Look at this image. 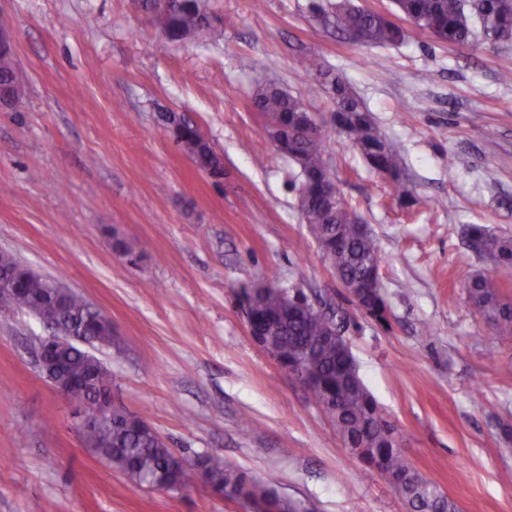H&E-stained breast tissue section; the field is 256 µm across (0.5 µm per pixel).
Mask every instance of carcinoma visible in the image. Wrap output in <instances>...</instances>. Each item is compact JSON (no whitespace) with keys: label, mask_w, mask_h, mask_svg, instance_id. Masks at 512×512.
<instances>
[{"label":"carcinoma","mask_w":512,"mask_h":512,"mask_svg":"<svg viewBox=\"0 0 512 512\" xmlns=\"http://www.w3.org/2000/svg\"><path fill=\"white\" fill-rule=\"evenodd\" d=\"M393 4L397 12L412 20L409 33L415 38L428 36L439 42L463 45L482 33L491 45L512 42V0H474L469 6L463 0H393ZM153 15L158 29L170 42L214 37L209 24L201 21V13L192 0L172 12L155 11ZM362 28L365 43L373 45L397 44L409 34L379 12L365 15ZM299 65L311 80V93L331 95L336 103L334 124L352 141L367 165L376 172L398 170L396 154L377 132L364 103L325 69L319 59L306 56L299 60ZM253 104L269 116L270 139L285 140L292 160L300 167V211L305 223L315 231L324 260L357 288L361 310L373 320L385 322L387 307L383 292L372 286V276L384 264L377 242L367 225L351 223L354 209L346 199H340L334 209L324 200L323 183L330 171L324 162L323 128L311 127V115L301 100L272 85H258ZM162 120L176 130V142L187 157L211 169L214 178L224 175L219 160L195 126L173 112L162 115ZM470 235L495 262L506 270L512 268V241L493 237L480 225L471 226ZM2 265L11 269L22 287L15 295V308L58 319L70 336L108 339V328L101 323L102 314L90 308L80 295L60 294L48 300L44 308L33 306L31 299L43 292L51 280L27 276L22 265L6 254L0 258ZM467 294L496 331L512 335V301L502 295L493 281L475 277L467 283ZM237 302L246 303L264 322L265 336L279 351L284 365L301 367L312 399L319 405L325 400L332 403L326 414L336 435L353 449L358 461L374 469L383 455L385 468L391 473L411 474L406 496L418 512H457L452 500L434 497L436 488L409 466L395 446L390 430L383 428L387 420L360 378L350 348L331 335L330 322L324 315L305 312L295 305L284 306L275 289L253 294L245 288L237 295ZM59 363L68 379L92 377L101 385L112 382L110 370L79 347L76 340L61 350ZM86 437L98 458L134 484L186 482V469L168 444L159 440L144 423L128 418L122 409H114L112 418L91 428ZM198 466L213 490L226 498L250 503L252 512H298L294 503L255 482L239 468L207 456L198 458Z\"/></svg>","instance_id":"1"}]
</instances>
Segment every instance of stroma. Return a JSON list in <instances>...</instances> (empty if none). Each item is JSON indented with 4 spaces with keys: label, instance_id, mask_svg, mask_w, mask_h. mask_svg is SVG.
<instances>
[{
    "label": "stroma",
    "instance_id": "35a3bbf8",
    "mask_svg": "<svg viewBox=\"0 0 512 512\" xmlns=\"http://www.w3.org/2000/svg\"><path fill=\"white\" fill-rule=\"evenodd\" d=\"M338 2L205 0L223 38L174 44L146 0H0L25 78L20 104L0 109V252L111 321V344L90 352L113 404L191 472L148 489L84 447L76 404L35 365L46 324L0 305V512H245L193 474L201 455L306 512H408L250 337L235 295L258 282L345 310L408 463L458 512H512V337L465 289L483 276L512 300V273L469 236L479 224L512 240V43L365 45L331 22ZM306 55L364 101L396 177L367 166L328 94L309 96ZM261 81L323 125L329 170L385 258V324L355 308L302 220L300 169L253 106ZM165 112L197 126L221 179L187 160Z\"/></svg>",
    "mask_w": 512,
    "mask_h": 512
}]
</instances>
